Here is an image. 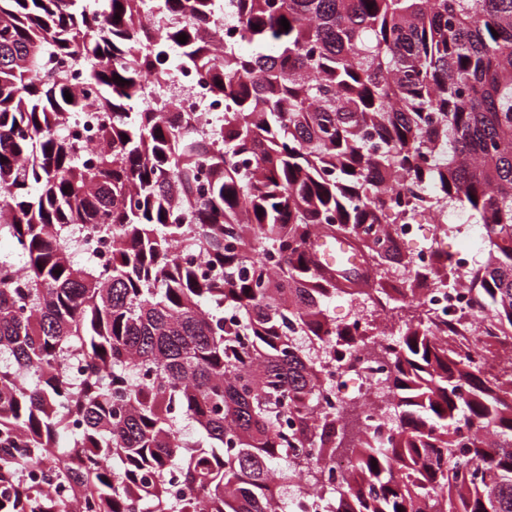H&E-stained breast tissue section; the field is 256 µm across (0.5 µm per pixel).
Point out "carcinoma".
Segmentation results:
<instances>
[{
  "instance_id": "obj_1",
  "label": "carcinoma",
  "mask_w": 512,
  "mask_h": 512,
  "mask_svg": "<svg viewBox=\"0 0 512 512\" xmlns=\"http://www.w3.org/2000/svg\"><path fill=\"white\" fill-rule=\"evenodd\" d=\"M170 48L224 100L212 139L137 106ZM90 91L89 161L56 127ZM456 204L487 247L474 321L511 337L512 0H0V512H292L300 483L327 512H512V357L484 375L470 326L423 308L455 284L440 247L392 287V227L446 234ZM86 234L108 265L73 261ZM326 235L362 265L321 266ZM365 342L372 429L322 404Z\"/></svg>"
}]
</instances>
